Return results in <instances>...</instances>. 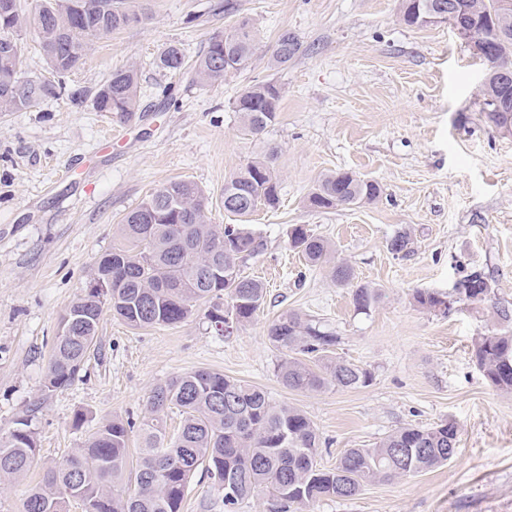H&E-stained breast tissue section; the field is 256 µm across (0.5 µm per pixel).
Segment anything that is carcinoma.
I'll return each mask as SVG.
<instances>
[{
	"instance_id": "cac0c4a2",
	"label": "carcinoma",
	"mask_w": 512,
	"mask_h": 512,
	"mask_svg": "<svg viewBox=\"0 0 512 512\" xmlns=\"http://www.w3.org/2000/svg\"><path fill=\"white\" fill-rule=\"evenodd\" d=\"M0 10V112L30 108L45 97L62 93L59 81L35 82L22 76V49L18 32L25 21L20 0H9ZM448 0H402L404 24L417 27L425 8ZM467 14L469 26L490 30L499 26L503 36L490 41V71L484 82L483 111L499 129L512 132V80L499 70L512 66V0H456ZM148 14L129 0H39L31 20L52 75L60 77L83 63L94 39L132 25ZM230 43L215 36L193 65L183 49L170 44L156 57V67L169 74L190 71L205 84L224 78L229 70L248 63L254 37L248 23L233 27ZM291 33H282L272 54L273 64L284 66L299 52ZM282 91L273 81L246 88L234 101L241 131L257 137L280 112ZM95 105L130 119L140 111L138 73L133 67L118 69L99 87ZM277 150L246 163L224 185V211L246 218L262 206L279 200L280 184L274 170ZM379 184L350 172L323 177L309 192L308 206L315 210L373 201ZM208 199L194 182L175 180L148 194L119 225L122 242L96 261L93 280L108 289L102 296L87 291L65 315L76 319L72 334L55 337L48 361L45 388L70 386L81 366L95 350L104 310L131 327L174 325L202 304L208 320L224 315L237 327L250 323L264 304L262 281L244 274L247 262L263 253L266 241L245 224H213ZM411 239L395 234L388 249L409 253ZM289 247L306 265L330 262L329 242L303 225L288 235ZM340 286L353 281L345 263L330 270ZM458 288L466 299L481 302L491 293L482 272L465 275ZM355 307L365 311L378 299L376 290L358 285L352 291ZM415 303L437 311L443 304L439 292L418 291ZM271 344L280 352L276 374L294 391L318 392L333 385L368 386L372 373L334 354L337 337L295 310L280 314L268 328ZM476 358L484 376L494 386L512 391V334L492 331L480 337ZM147 403L150 414L139 425L141 449L134 469V487L126 482L131 422L115 417L99 426L63 464L50 468L24 502V512H67L77 501L82 512H181L191 477L203 467L214 479L224 512L264 493L289 506L307 507L323 497L359 494L368 484L414 477L446 464L456 454L458 428L453 422L431 427H403L374 448H349L336 466H318L319 435L300 409L272 404L266 391L210 370H196L156 384ZM182 421L176 434L166 431L163 416L170 407ZM38 450L31 419L15 421L11 437L0 438V478L19 480L30 470ZM235 478V494L224 496V479Z\"/></svg>"
}]
</instances>
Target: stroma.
<instances>
[{
    "mask_svg": "<svg viewBox=\"0 0 512 512\" xmlns=\"http://www.w3.org/2000/svg\"><path fill=\"white\" fill-rule=\"evenodd\" d=\"M220 2L134 0L148 21L96 38L85 64L66 75L79 100L62 94L0 113V436L26 416L38 438L27 479L0 491V512H23L47 467L112 417L141 422L155 384L198 369L302 409L326 468L400 428L456 423L458 451L444 466L321 499L307 512H512V392L494 387L475 358L479 337L498 327L496 306L512 307V135L482 110L489 63L448 25H405L401 0H235L230 15L216 12ZM242 21L255 51L224 80L201 85L155 67L166 45L181 44L192 62ZM285 31L300 50L288 66L271 67ZM131 65L140 112L124 121L97 111V89ZM269 80L282 88L277 118L261 136L243 135L233 102ZM117 131L124 142L104 147ZM271 147L280 202L252 216L267 248L244 269L267 286L255 319L224 337L201 310L145 329L104 312L97 353L71 386L46 391L60 318L84 294L96 260L119 244L124 215L182 179L204 191L212 223H234L224 184ZM336 171L378 182L379 197L308 207L310 189ZM295 224L332 245L353 285L378 290L369 310H356L353 286L336 285L329 268H306L288 246ZM400 231L411 238L403 257L388 249ZM474 270L493 283L485 301H459L445 314L415 304L416 292H452ZM289 309L335 334L337 356L370 370L371 384L311 393L283 386L267 327Z\"/></svg>",
    "mask_w": 512,
    "mask_h": 512,
    "instance_id": "obj_1",
    "label": "stroma"
}]
</instances>
